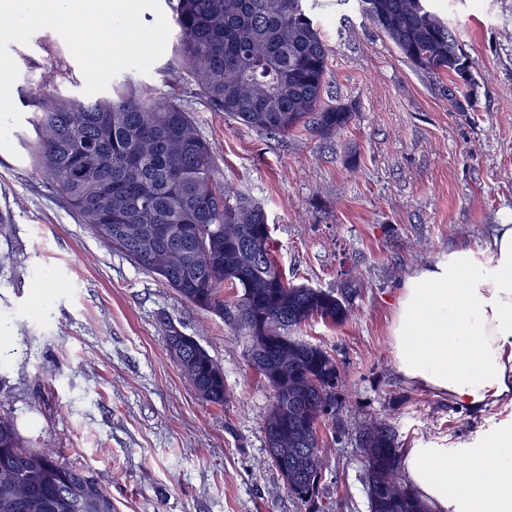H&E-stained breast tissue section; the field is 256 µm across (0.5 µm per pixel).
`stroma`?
Returning <instances> with one entry per match:
<instances>
[{"instance_id": "1", "label": "stroma", "mask_w": 512, "mask_h": 512, "mask_svg": "<svg viewBox=\"0 0 512 512\" xmlns=\"http://www.w3.org/2000/svg\"><path fill=\"white\" fill-rule=\"evenodd\" d=\"M475 64L472 106L448 109L444 84L417 71L359 13L354 0H319L330 52V95L357 114L341 136L301 128L258 133L187 95L225 180L265 207L287 280L361 283L344 323L300 338L335 355L345 385L329 445L325 512H369L352 432L392 422L406 448H475L512 424V405L481 413L408 382L390 325L405 277L450 249L483 248L512 218V0H431ZM8 51L21 115L55 58L82 95L85 79L64 39L36 31ZM0 150V415L25 444L90 470L120 512H310L289 496L265 448L272 390L251 368L248 343L155 275L96 238L45 179L22 143ZM195 337L233 394L202 403L171 360L163 321Z\"/></svg>"}]
</instances>
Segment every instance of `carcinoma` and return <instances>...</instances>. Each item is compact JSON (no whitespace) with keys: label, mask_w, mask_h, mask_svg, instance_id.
Masks as SVG:
<instances>
[{"label":"carcinoma","mask_w":512,"mask_h":512,"mask_svg":"<svg viewBox=\"0 0 512 512\" xmlns=\"http://www.w3.org/2000/svg\"><path fill=\"white\" fill-rule=\"evenodd\" d=\"M407 62L428 78L448 79V101L474 83V62L429 0H356ZM176 32L171 69L179 84L211 108L260 133L286 136L309 126L331 140L355 107L325 99L329 46L315 18L316 0H168ZM66 72L34 92L26 140L43 176L96 236L157 276L193 307L227 317L249 343V363L273 391L264 417L266 446L283 426L280 447L288 494L320 497L327 466L324 429L336 421L344 377L336 357L295 333L311 321L347 320L359 283L336 289L295 285L280 271L264 205L224 182L183 94L159 92L126 77L112 95L83 99L60 90ZM236 290L224 301V287ZM169 352L198 399L231 400L224 368L174 323L163 322ZM369 512H431L410 486L390 501L384 485L402 480L397 428L374 419L357 433ZM0 512H118L88 470L31 448L13 420L0 416Z\"/></svg>","instance_id":"obj_1"}]
</instances>
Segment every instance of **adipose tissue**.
Wrapping results in <instances>:
<instances>
[{
	"mask_svg": "<svg viewBox=\"0 0 512 512\" xmlns=\"http://www.w3.org/2000/svg\"><path fill=\"white\" fill-rule=\"evenodd\" d=\"M390 336L398 371L449 403L512 401V219L409 274ZM403 471L433 512H512V426L480 448L408 449Z\"/></svg>",
	"mask_w": 512,
	"mask_h": 512,
	"instance_id": "1",
	"label": "adipose tissue"
}]
</instances>
